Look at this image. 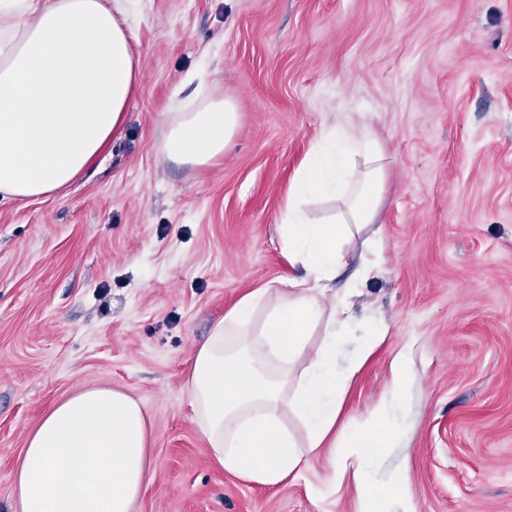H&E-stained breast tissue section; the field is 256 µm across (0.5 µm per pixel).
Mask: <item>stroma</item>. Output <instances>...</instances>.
Listing matches in <instances>:
<instances>
[{
	"label": "stroma",
	"instance_id": "1",
	"mask_svg": "<svg viewBox=\"0 0 512 512\" xmlns=\"http://www.w3.org/2000/svg\"><path fill=\"white\" fill-rule=\"evenodd\" d=\"M130 25L142 79L98 169L0 202V512L29 433L85 388L150 420L138 512H357L331 448L273 488L219 469L186 391L213 323L288 274L281 210L326 117L389 159L384 270L338 344L340 369L364 361L343 416L361 427L410 343L409 424L381 471L407 467L417 512H512V0H133ZM199 64L239 112L205 168L156 149Z\"/></svg>",
	"mask_w": 512,
	"mask_h": 512
}]
</instances>
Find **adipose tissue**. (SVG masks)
Wrapping results in <instances>:
<instances>
[{"mask_svg": "<svg viewBox=\"0 0 512 512\" xmlns=\"http://www.w3.org/2000/svg\"><path fill=\"white\" fill-rule=\"evenodd\" d=\"M141 74L124 0H0V201L50 197L83 176L121 136ZM238 123L231 96L200 89L172 113L157 149L206 167L231 146ZM387 178L369 130L324 123L281 215L292 275L245 293L197 345L187 391L210 457L225 472L275 487L298 476L311 454L340 446L344 460L332 479L353 477L359 512H416L407 469L383 473L378 463L407 426L410 344L393 356L360 434L336 436L352 380L336 363L346 323L336 280L345 242L377 223ZM318 196L339 204L319 224L304 210ZM318 326L325 343L289 388ZM291 414L303 435L289 430ZM150 445L149 420L129 394H72L30 433L13 470V512H136L153 478Z\"/></svg>", "mask_w": 512, "mask_h": 512, "instance_id": "1", "label": "adipose tissue"}]
</instances>
